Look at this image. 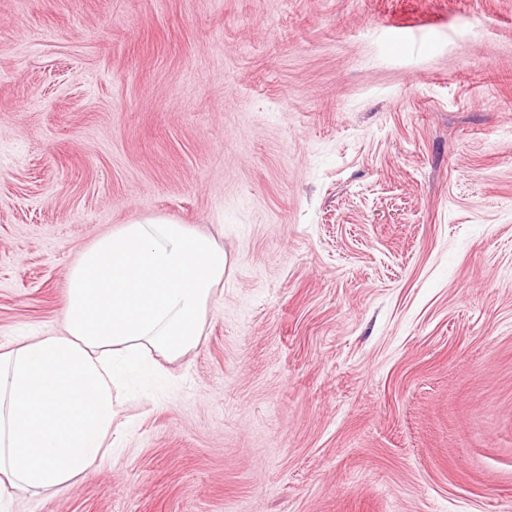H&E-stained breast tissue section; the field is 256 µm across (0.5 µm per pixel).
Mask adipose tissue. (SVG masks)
<instances>
[{"label": "adipose tissue", "mask_w": 512, "mask_h": 512, "mask_svg": "<svg viewBox=\"0 0 512 512\" xmlns=\"http://www.w3.org/2000/svg\"><path fill=\"white\" fill-rule=\"evenodd\" d=\"M224 249L156 216L99 235L68 271L63 331L0 348V476L48 491L90 475L130 378L194 348Z\"/></svg>", "instance_id": "1"}]
</instances>
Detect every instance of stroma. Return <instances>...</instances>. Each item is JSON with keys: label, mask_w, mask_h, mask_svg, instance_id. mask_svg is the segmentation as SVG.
Instances as JSON below:
<instances>
[{"label": "stroma", "mask_w": 512, "mask_h": 512, "mask_svg": "<svg viewBox=\"0 0 512 512\" xmlns=\"http://www.w3.org/2000/svg\"><path fill=\"white\" fill-rule=\"evenodd\" d=\"M161 215L199 343L6 512H512V0H0V346Z\"/></svg>", "instance_id": "stroma-1"}]
</instances>
